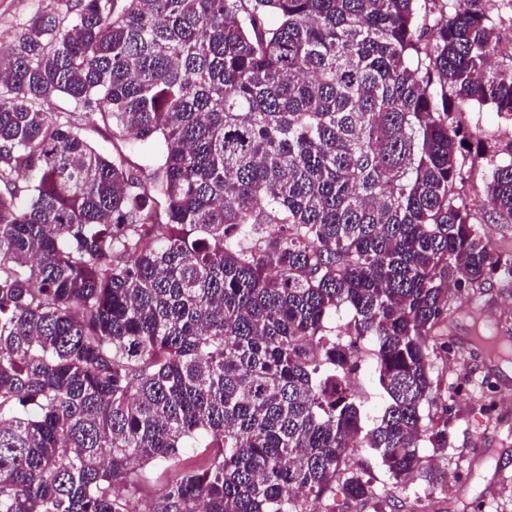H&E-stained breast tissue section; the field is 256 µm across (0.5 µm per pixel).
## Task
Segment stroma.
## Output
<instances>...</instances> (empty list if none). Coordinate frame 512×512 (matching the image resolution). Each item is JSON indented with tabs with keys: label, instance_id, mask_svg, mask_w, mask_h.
<instances>
[{
	"label": "stroma",
	"instance_id": "1",
	"mask_svg": "<svg viewBox=\"0 0 512 512\" xmlns=\"http://www.w3.org/2000/svg\"><path fill=\"white\" fill-rule=\"evenodd\" d=\"M456 118L474 140L497 145L502 158L512 157V120L485 106L467 107ZM471 221L496 252L512 254V220H502L481 205L473 210ZM478 323L512 337V280H492L479 301H451L448 319L439 329L450 349L432 361V377L442 397L425 413L449 417V445L439 451L427 446L422 453L434 458L441 480L430 484L418 478L402 489L388 480L376 454L361 450L353 456L354 465L376 492L390 500L392 512H409L417 495L424 498L428 512H512V405L498 401L512 390V361H492L473 349L471 338ZM372 348L370 339L361 340L353 377L365 404L363 425L368 430L376 426L387 404L373 377Z\"/></svg>",
	"mask_w": 512,
	"mask_h": 512
}]
</instances>
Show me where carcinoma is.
Here are the masks:
<instances>
[{
  "mask_svg": "<svg viewBox=\"0 0 512 512\" xmlns=\"http://www.w3.org/2000/svg\"><path fill=\"white\" fill-rule=\"evenodd\" d=\"M448 2L42 0L0 52V512H133L154 462L155 512H308L336 484L386 512L353 452L397 486L428 471L430 338L512 279L470 223L512 220V158L451 121L512 119V0ZM131 136L163 138L156 168ZM127 156L133 162L146 165L147 168L161 162L163 147L161 138L147 144L128 139L126 143ZM360 349L358 358L359 369L353 376V385L355 391L362 397L365 408L364 412L367 417L364 419L363 425L365 430L372 429L376 426L377 420L387 405V396L378 386L373 378L372 359H368V353H372L373 344L369 338L360 341Z\"/></svg>",
  "mask_w": 512,
  "mask_h": 512,
  "instance_id": "cac0c4a2",
  "label": "carcinoma"
}]
</instances>
